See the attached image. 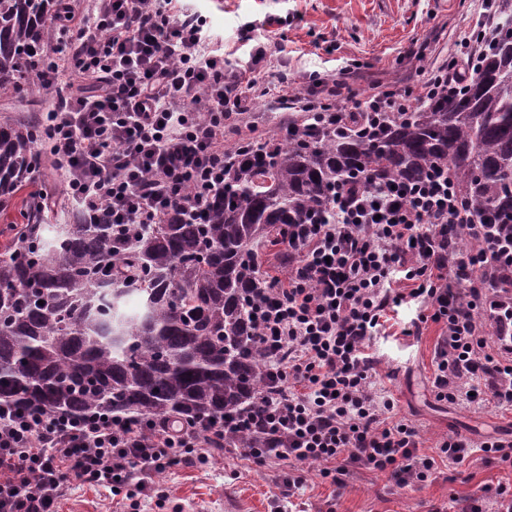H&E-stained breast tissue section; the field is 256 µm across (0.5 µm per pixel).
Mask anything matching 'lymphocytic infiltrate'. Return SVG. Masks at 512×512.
Masks as SVG:
<instances>
[{
  "mask_svg": "<svg viewBox=\"0 0 512 512\" xmlns=\"http://www.w3.org/2000/svg\"><path fill=\"white\" fill-rule=\"evenodd\" d=\"M204 26L173 0H100L92 18L59 26L49 76L58 79L67 62L95 86L74 97L61 85L45 114L52 169L77 209L110 224H157L176 205L203 209L223 183L225 143L243 139L252 102L266 94L258 67L271 48L228 67ZM503 32L496 0H481L455 52L417 90L377 81L363 96L348 78L313 73L303 86L280 77L275 103L306 130L346 123L349 102L361 112H410L414 100L462 93ZM458 230L474 231L478 248L453 252ZM286 245V280L257 289L251 307L270 365L258 411L235 422L259 435L246 458L319 463L332 478L361 466L391 472L402 487L426 482L434 460L419 453L415 426L393 419V401L373 393L365 353L387 310L408 299L444 328L438 398L512 406V245L485 236L445 170L338 188L326 214L289 225ZM398 274L409 292L393 288ZM223 452L220 420L139 428L105 415H0V512H56L75 480L111 488L136 512L158 473L202 467Z\"/></svg>",
  "mask_w": 512,
  "mask_h": 512,
  "instance_id": "lymphocytic-infiltrate-1",
  "label": "lymphocytic infiltrate"
}]
</instances>
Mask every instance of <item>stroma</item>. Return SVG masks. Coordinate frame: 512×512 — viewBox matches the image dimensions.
I'll return each mask as SVG.
<instances>
[{"instance_id": "35a3bbf8", "label": "stroma", "mask_w": 512, "mask_h": 512, "mask_svg": "<svg viewBox=\"0 0 512 512\" xmlns=\"http://www.w3.org/2000/svg\"><path fill=\"white\" fill-rule=\"evenodd\" d=\"M185 9L207 21L212 46L231 65L247 64L251 44L244 27L262 42L281 44L262 71L266 86L280 73L304 81L310 72L333 75L356 68V85L368 91L375 80L402 91L418 85L421 70L447 58L458 34L480 11L478 0H183ZM430 41L425 60L404 59L413 42ZM419 303L390 312L367 344L373 359L372 388L392 399L394 414L418 430L419 449L436 459L427 482L398 487L390 473L350 468L342 484L322 477L317 464L303 465L304 482L293 497L281 494L289 462L256 466L239 451L226 452L203 468L179 467L159 473L162 497H142L140 512H167L176 502L193 512H449L454 498L479 493L484 485L512 484V465L480 449L489 439L512 441V407H476L438 400L432 386L441 327L418 323ZM451 436L471 444L465 460L448 463L437 446ZM59 512H125L120 498L105 487L73 482Z\"/></svg>"}]
</instances>
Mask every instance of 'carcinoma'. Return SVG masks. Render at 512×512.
I'll use <instances>...</instances> for the list:
<instances>
[{
    "label": "carcinoma",
    "instance_id": "1",
    "mask_svg": "<svg viewBox=\"0 0 512 512\" xmlns=\"http://www.w3.org/2000/svg\"><path fill=\"white\" fill-rule=\"evenodd\" d=\"M55 0H0V94H50L43 64ZM378 126L372 136L362 129ZM36 120L0 123V212L40 163ZM199 211L118 228L70 211L49 224L44 190L22 200L0 244V407L144 421L230 422L268 366L251 316L254 249L326 209L330 191L447 167L493 222L512 215V24L464 95L405 115L350 113V129L289 131L234 145ZM44 304H38V301Z\"/></svg>",
    "mask_w": 512,
    "mask_h": 512
}]
</instances>
